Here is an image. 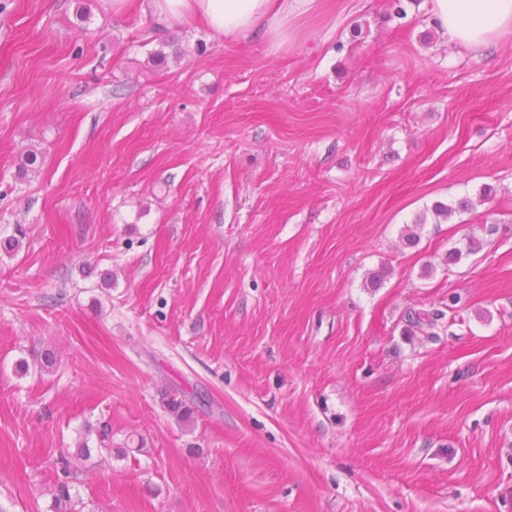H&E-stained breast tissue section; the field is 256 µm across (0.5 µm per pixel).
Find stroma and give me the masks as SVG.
Here are the masks:
<instances>
[{
    "label": "stroma",
    "mask_w": 512,
    "mask_h": 512,
    "mask_svg": "<svg viewBox=\"0 0 512 512\" xmlns=\"http://www.w3.org/2000/svg\"><path fill=\"white\" fill-rule=\"evenodd\" d=\"M18 224L0 512H50L100 422L145 447L82 463L89 512H512V34L475 52L432 0H318L277 49L158 34L142 0H0Z\"/></svg>",
    "instance_id": "stroma-1"
}]
</instances>
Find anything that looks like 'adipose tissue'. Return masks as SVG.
Here are the masks:
<instances>
[{
    "instance_id": "1",
    "label": "adipose tissue",
    "mask_w": 512,
    "mask_h": 512,
    "mask_svg": "<svg viewBox=\"0 0 512 512\" xmlns=\"http://www.w3.org/2000/svg\"><path fill=\"white\" fill-rule=\"evenodd\" d=\"M317 0H149L157 32L193 20L215 36L235 41L260 37L280 48L296 35L295 23ZM436 27L462 47L479 50L512 33V0H432Z\"/></svg>"
}]
</instances>
